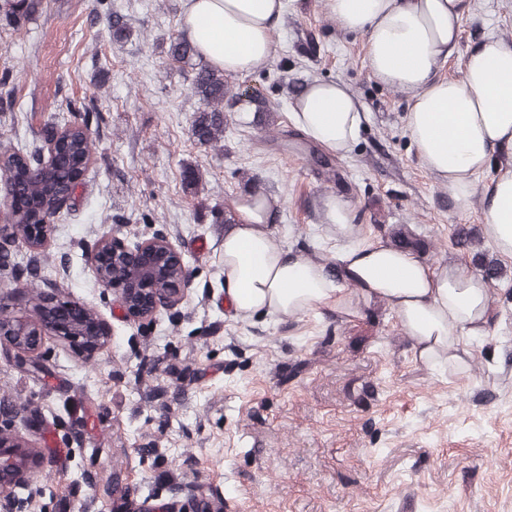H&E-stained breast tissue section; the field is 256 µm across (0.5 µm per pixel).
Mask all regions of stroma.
I'll list each match as a JSON object with an SVG mask.
<instances>
[{"label": "stroma", "instance_id": "obj_1", "mask_svg": "<svg viewBox=\"0 0 512 512\" xmlns=\"http://www.w3.org/2000/svg\"><path fill=\"white\" fill-rule=\"evenodd\" d=\"M129 37L114 41L110 12ZM182 0H43L18 22L0 13V144L45 152V125L87 123L89 165L75 207L49 240L19 239L0 278V320L38 323L46 293L77 301L111 333L93 350L46 336L42 370L0 358V435L20 446L29 512H119L161 495L204 512H512V257L483 234L481 196L460 206L427 170L405 125L407 97L368 68L363 35L326 0H287L264 70L234 76L260 93L224 109V134L199 143L190 67L171 63ZM512 43V0H474L439 69L462 80L485 37ZM339 81L363 129L343 157L292 126L295 89ZM276 197L277 245L334 263L343 240L322 222L336 195L354 207L357 242L399 229L433 265H497L496 321L468 368L418 363L395 312L355 301L238 318L224 301V213L252 189ZM472 241L456 242L459 229ZM165 235L192 272L183 302L127 322L90 264L115 236ZM206 250H199V243Z\"/></svg>", "mask_w": 512, "mask_h": 512}]
</instances>
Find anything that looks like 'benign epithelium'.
<instances>
[{"label": "benign epithelium", "instance_id": "7a95c632", "mask_svg": "<svg viewBox=\"0 0 512 512\" xmlns=\"http://www.w3.org/2000/svg\"><path fill=\"white\" fill-rule=\"evenodd\" d=\"M66 131L54 126L44 130L49 159H56ZM91 265L102 287L112 292L125 316L133 321L153 317L161 310L176 308L188 292L192 273L181 251L159 233L133 246L114 236L97 243L91 250ZM121 266L123 276L113 278L107 272ZM83 309L76 302L48 296L40 310V323L5 326L0 323V352L12 354L18 367L32 363L29 354L37 351L46 335L61 336L70 343L91 348L99 336L107 334L104 323L85 317L73 320V313ZM22 467L18 463V446L0 437V512H28L29 499L16 489L23 487ZM129 512H192L177 509L172 502H157V497L131 503Z\"/></svg>", "mask_w": 512, "mask_h": 512}]
</instances>
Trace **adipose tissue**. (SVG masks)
<instances>
[{
	"mask_svg": "<svg viewBox=\"0 0 512 512\" xmlns=\"http://www.w3.org/2000/svg\"><path fill=\"white\" fill-rule=\"evenodd\" d=\"M183 31L212 66L232 75L270 65L284 0H182ZM473 0H328L345 31L366 39L372 75L410 100L405 123L423 165L458 204L478 192L474 177L496 150L512 148V44L484 39L464 60L460 81L436 72L455 50ZM289 117L310 141L339 156L357 139L364 114L336 81L316 79L295 95ZM484 233L512 257V172L483 192ZM224 234V300L235 315L295 317L326 307L354 314V299L381 301L397 314L416 358L463 370L464 341L489 333L493 300L481 273L434 266L379 239L336 256V267L276 245L267 195L236 207Z\"/></svg>",
	"mask_w": 512,
	"mask_h": 512,
	"instance_id": "ef3b65f1",
	"label": "adipose tissue"
}]
</instances>
